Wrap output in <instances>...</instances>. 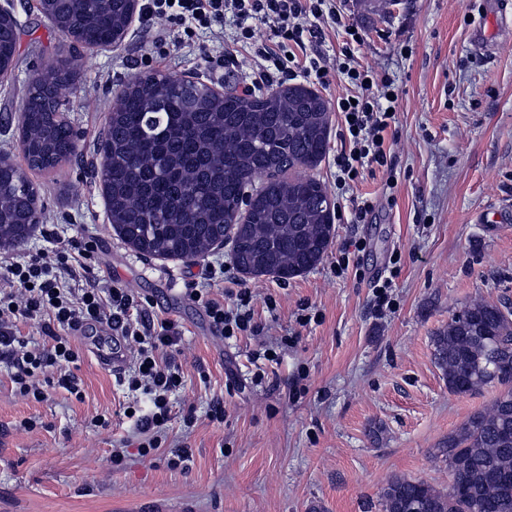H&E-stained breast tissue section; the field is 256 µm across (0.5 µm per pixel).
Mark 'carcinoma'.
<instances>
[{
	"label": "carcinoma",
	"mask_w": 512,
	"mask_h": 512,
	"mask_svg": "<svg viewBox=\"0 0 512 512\" xmlns=\"http://www.w3.org/2000/svg\"><path fill=\"white\" fill-rule=\"evenodd\" d=\"M52 22L86 28L93 45L126 26L123 0H38ZM17 30L0 25V60L15 59ZM330 112L295 84L259 95H216L202 82L136 77L110 115L101 178L112 228L138 252L193 260L228 241L237 270L288 279L319 264L334 238L324 183L311 174L326 153ZM31 170L57 168L75 152L58 104L27 97L22 126ZM37 188L0 166V237L20 212L35 216ZM433 357L453 394L498 393L448 434L433 458L455 488L402 475L380 490L379 512H512V310L475 299L432 337Z\"/></svg>",
	"instance_id": "obj_1"
}]
</instances>
